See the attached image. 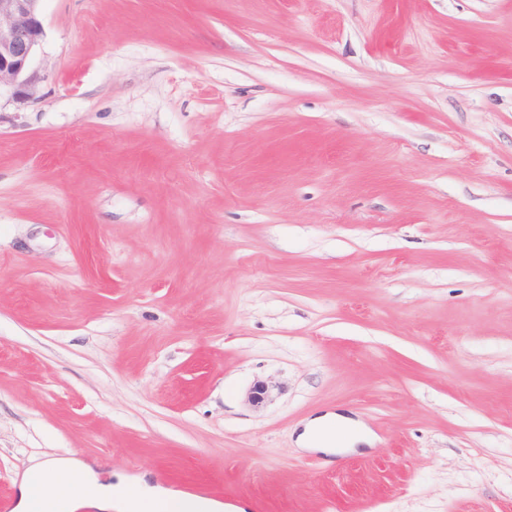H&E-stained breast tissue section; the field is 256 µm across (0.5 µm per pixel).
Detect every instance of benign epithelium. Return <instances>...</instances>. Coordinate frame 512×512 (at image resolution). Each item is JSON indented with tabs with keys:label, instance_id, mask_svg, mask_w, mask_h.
<instances>
[{
	"label": "benign epithelium",
	"instance_id": "7a95c632",
	"mask_svg": "<svg viewBox=\"0 0 512 512\" xmlns=\"http://www.w3.org/2000/svg\"><path fill=\"white\" fill-rule=\"evenodd\" d=\"M44 0H0V99L24 100L35 96L44 80L34 67L45 35ZM274 386L256 382L246 401L261 407L271 400Z\"/></svg>",
	"mask_w": 512,
	"mask_h": 512
}]
</instances>
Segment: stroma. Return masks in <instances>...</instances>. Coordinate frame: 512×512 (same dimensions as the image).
I'll list each match as a JSON object with an SVG mask.
<instances>
[{"mask_svg": "<svg viewBox=\"0 0 512 512\" xmlns=\"http://www.w3.org/2000/svg\"><path fill=\"white\" fill-rule=\"evenodd\" d=\"M43 22L0 103V496L41 455L223 512H512V0ZM329 413L371 444L300 446Z\"/></svg>", "mask_w": 512, "mask_h": 512, "instance_id": "stroma-1", "label": "stroma"}]
</instances>
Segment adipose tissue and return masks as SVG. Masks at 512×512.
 I'll return each mask as SVG.
<instances>
[{
  "instance_id": "obj_1",
  "label": "adipose tissue",
  "mask_w": 512,
  "mask_h": 512,
  "mask_svg": "<svg viewBox=\"0 0 512 512\" xmlns=\"http://www.w3.org/2000/svg\"><path fill=\"white\" fill-rule=\"evenodd\" d=\"M73 482L82 487L81 500L98 512H218V503L191 499L146 480L121 478L112 484L99 481L89 467L74 458L39 460L30 465L20 485L19 512H34L36 500H59Z\"/></svg>"
}]
</instances>
